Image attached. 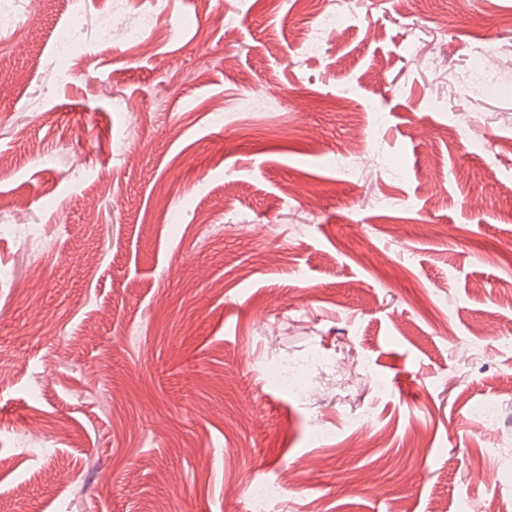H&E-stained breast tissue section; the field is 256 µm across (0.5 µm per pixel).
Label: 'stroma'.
Returning a JSON list of instances; mask_svg holds the SVG:
<instances>
[{
    "mask_svg": "<svg viewBox=\"0 0 512 512\" xmlns=\"http://www.w3.org/2000/svg\"><path fill=\"white\" fill-rule=\"evenodd\" d=\"M335 2L338 30L311 0H162L143 44L63 66L70 6L0 38V155L41 148L0 166V512H249L282 477L267 512H502L512 74H467L477 40L512 56V0ZM311 349L345 357L368 428L277 384ZM284 487L279 482L256 483L251 486V505L254 512H265L266 506L283 496Z\"/></svg>",
    "mask_w": 512,
    "mask_h": 512,
    "instance_id": "stroma-1",
    "label": "stroma"
}]
</instances>
